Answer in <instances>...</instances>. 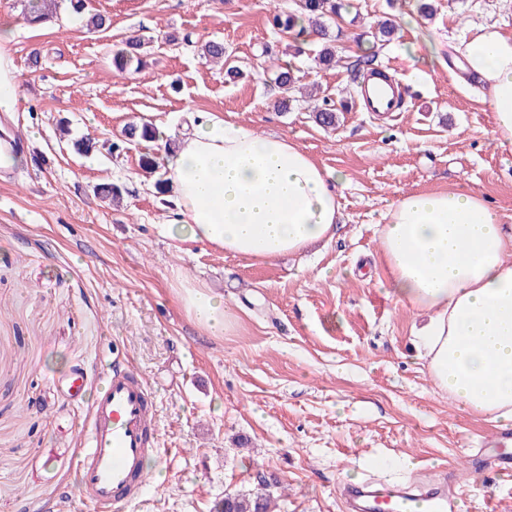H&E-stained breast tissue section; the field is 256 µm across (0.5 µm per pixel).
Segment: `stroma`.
<instances>
[{
  "instance_id": "1",
  "label": "stroma",
  "mask_w": 512,
  "mask_h": 512,
  "mask_svg": "<svg viewBox=\"0 0 512 512\" xmlns=\"http://www.w3.org/2000/svg\"><path fill=\"white\" fill-rule=\"evenodd\" d=\"M341 2L325 42L275 27L296 0H88V14L64 7L43 29L0 0L25 94L0 122L26 158L0 165V512H80L81 430L114 362L153 390L164 450L144 494L115 512H214L262 477L279 483L271 512H343L341 488L374 457L392 460L394 481L407 458L434 482L460 479V512H512V479L465 466L502 426L436 388L413 336L425 315L393 298L379 240L413 192L477 193L512 226V150L495 143L482 84L448 70L481 28L512 35V0H430L429 19L420 0ZM92 12L107 30H87ZM387 17L397 29L384 41ZM131 36L146 64L115 77L112 52ZM210 41L223 42V66L201 58ZM326 43L330 67L315 63ZM369 49L403 111L357 108L352 64ZM286 61L291 90L276 80ZM311 90L335 106V126L316 120ZM190 110L286 136L341 174L335 236L270 263L191 239L170 188L141 168L153 143L125 135L180 131ZM80 138L89 151L74 149ZM105 183L119 204L98 195ZM184 277L223 296L232 329L214 336L187 314Z\"/></svg>"
}]
</instances>
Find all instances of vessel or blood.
I'll use <instances>...</instances> for the list:
<instances>
[{
    "instance_id": "obj_1",
    "label": "vessel or blood",
    "mask_w": 512,
    "mask_h": 512,
    "mask_svg": "<svg viewBox=\"0 0 512 512\" xmlns=\"http://www.w3.org/2000/svg\"><path fill=\"white\" fill-rule=\"evenodd\" d=\"M361 104L369 112H397L402 91L398 84L364 83ZM157 433L153 396L149 385L130 368L113 366L93 406L85 433V448L76 461L83 502L99 512L136 500L146 480L145 464L158 455L153 445ZM501 452L477 455L470 465L488 468L501 476L512 475V433L495 438ZM341 495L349 512H458L461 490L455 484L417 483L406 487L374 482L343 487Z\"/></svg>"
}]
</instances>
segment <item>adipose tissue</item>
Here are the masks:
<instances>
[{"label": "adipose tissue", "instance_id": "1", "mask_svg": "<svg viewBox=\"0 0 512 512\" xmlns=\"http://www.w3.org/2000/svg\"><path fill=\"white\" fill-rule=\"evenodd\" d=\"M467 66L487 89L496 143L512 146V36L483 29ZM189 118L190 136L173 149L159 137L157 149L193 239L266 262L333 237L335 174L285 136ZM380 245L393 294L428 315L415 339L433 383L469 412L512 423V227L479 195L412 193L389 211ZM183 306L216 336L236 320L191 284Z\"/></svg>", "mask_w": 512, "mask_h": 512}]
</instances>
